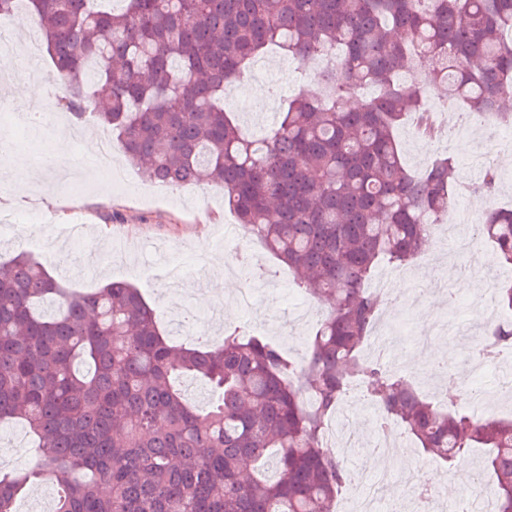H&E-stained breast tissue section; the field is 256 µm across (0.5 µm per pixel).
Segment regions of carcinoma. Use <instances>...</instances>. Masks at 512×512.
Returning a JSON list of instances; mask_svg holds the SVG:
<instances>
[{"mask_svg":"<svg viewBox=\"0 0 512 512\" xmlns=\"http://www.w3.org/2000/svg\"><path fill=\"white\" fill-rule=\"evenodd\" d=\"M96 1L24 0L66 110L117 131L150 182L219 186L327 311L297 364L238 329L178 347L126 283L77 293L23 250L0 263V421H21L38 447L35 466L0 472V512L44 477L60 488L56 512H332L356 476L323 431L354 378L420 458L454 467L489 449L495 512H512V417L440 407L363 354L389 303L368 287L380 261H412L455 201L452 161L408 170L396 130L412 115L430 134L433 91L471 120L512 98V0ZM272 46L302 65L336 53L320 90L255 138L224 93ZM403 72L421 81L400 84ZM497 187L490 166L477 190ZM475 233L512 268V208H490ZM44 300L58 312L41 314ZM483 339L484 356L512 346V323ZM181 376L208 387L206 406L185 401Z\"/></svg>","mask_w":512,"mask_h":512,"instance_id":"carcinoma-1","label":"carcinoma"}]
</instances>
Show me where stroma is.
Returning <instances> with one entry per match:
<instances>
[{"label":"stroma","instance_id":"stroma-1","mask_svg":"<svg viewBox=\"0 0 512 512\" xmlns=\"http://www.w3.org/2000/svg\"><path fill=\"white\" fill-rule=\"evenodd\" d=\"M264 57L275 74L276 97L243 94L227 107L237 122L256 134L277 124L285 100L298 94L308 82L307 73L295 61L270 51ZM0 101L6 106L0 113V164L14 153L28 156L36 148L52 149L61 137L53 126L25 129L26 114L9 99L7 91L0 90ZM56 115L73 130L66 138L70 164L63 170L35 164L36 176L23 188L9 179H0V224L9 227L0 237V261L23 247L20 229L37 228L41 231V247L36 256L52 276L76 291H91L112 280L133 283L158 311L161 328L173 343L188 341L174 323V316L188 310L205 315L217 307L221 322L213 327L216 335H223L225 327L238 326L280 345L292 356L302 353L325 308L306 295L287 266L272 258L256 239L226 236L227 227L235 225L236 219L224 205L222 190L207 185L158 187L118 156L114 163L128 176L132 190L101 199L98 187L102 177L93 169L88 150L102 137L116 141V133L90 114L76 120L60 109ZM440 125L444 134L434 141L413 139L411 123L398 128L405 165L420 171L435 158H449L458 183L467 187L459 197L460 203L482 213L488 205L477 190L483 171L472 167L469 158L483 149L484 143L467 135L468 122L459 110L443 112ZM59 224L79 225L78 240L59 239L54 232ZM155 246L174 251L185 266L198 255H208L212 261L208 274L212 277L223 275L224 262L235 253L254 257L259 269L250 276L238 273L228 278L229 296L217 295L205 302L199 299L194 274L188 273L180 292L173 296L164 277V260L151 253ZM461 263L456 253H448L445 270L431 271L428 277L427 285L434 288V296L420 310H398L397 324L406 336L395 354L401 362V375L410 378L423 372L413 338L427 336L449 366L459 369L464 364L462 331L482 332L483 315L471 296L473 290L484 287V280H472L470 290L459 293L452 310L439 292L443 278H456ZM348 414L357 424L356 443L342 451L348 467L364 475L379 469L389 473L391 481L379 495L380 508L382 512H404L403 478L411 469L410 461L394 467L382 463L380 454L370 448L374 428L359 395H350L338 406L331 425H338Z\"/></svg>","mask_w":512,"mask_h":512}]
</instances>
